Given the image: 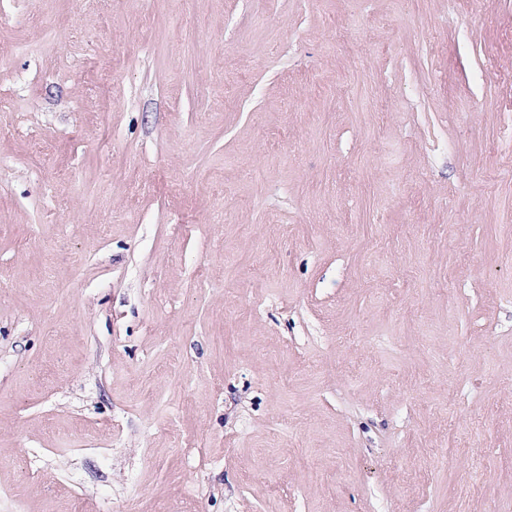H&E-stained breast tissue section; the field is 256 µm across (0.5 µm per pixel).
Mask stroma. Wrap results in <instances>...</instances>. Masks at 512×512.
<instances>
[{
    "label": "stroma",
    "instance_id": "obj_1",
    "mask_svg": "<svg viewBox=\"0 0 512 512\" xmlns=\"http://www.w3.org/2000/svg\"><path fill=\"white\" fill-rule=\"evenodd\" d=\"M0 93V512H512V0H0Z\"/></svg>",
    "mask_w": 512,
    "mask_h": 512
}]
</instances>
